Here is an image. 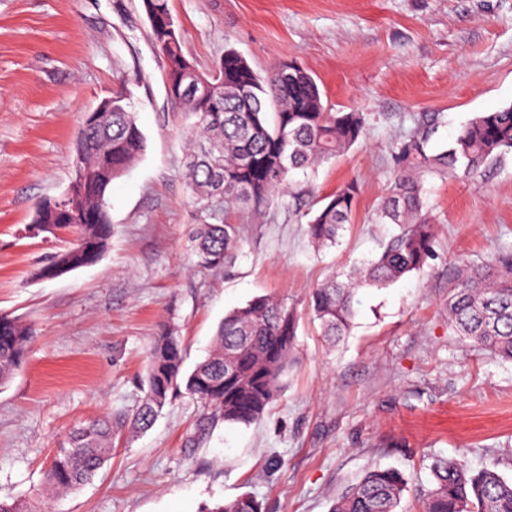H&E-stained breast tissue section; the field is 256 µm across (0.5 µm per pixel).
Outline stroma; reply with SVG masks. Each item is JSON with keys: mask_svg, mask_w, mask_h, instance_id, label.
Returning a JSON list of instances; mask_svg holds the SVG:
<instances>
[{"mask_svg": "<svg viewBox=\"0 0 512 512\" xmlns=\"http://www.w3.org/2000/svg\"><path fill=\"white\" fill-rule=\"evenodd\" d=\"M202 70L234 48L258 72L293 60L334 112L366 117L361 144L268 205L235 209L241 250L205 267L200 214L184 180L185 117L166 92L142 0H0V314L29 325L24 367L0 389V497L38 512H197L249 494L265 512H329L370 468L407 480L421 512L432 458L512 478V361L448 324V288L469 263L512 247V160L485 184H424L434 258L385 288H359L353 323L328 346L310 291L346 277L399 234L378 218L398 175L393 146L437 112L436 143L512 105V0H170ZM127 89L144 154L108 193L114 233L99 262L53 280L36 269L65 239L32 236L44 200L64 197L83 116ZM359 194L339 244L315 251L306 213L349 181ZM295 308L296 362L257 423L230 426L185 395L134 436L148 351L175 326L185 369L204 359L225 313L257 295ZM112 422V457L76 492L46 498L42 473L70 433Z\"/></svg>", "mask_w": 512, "mask_h": 512, "instance_id": "1", "label": "stroma"}]
</instances>
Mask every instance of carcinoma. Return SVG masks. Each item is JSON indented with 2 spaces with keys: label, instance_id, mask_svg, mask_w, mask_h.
I'll return each mask as SVG.
<instances>
[{
  "label": "carcinoma",
  "instance_id": "1",
  "mask_svg": "<svg viewBox=\"0 0 512 512\" xmlns=\"http://www.w3.org/2000/svg\"><path fill=\"white\" fill-rule=\"evenodd\" d=\"M155 45L164 60L165 84L174 89L195 68L184 52L169 0H143ZM211 85L206 100L190 103L180 96L188 124L185 134L194 149L186 177L194 204L207 220L194 225V253L201 263H233L239 233L209 206L216 187L224 190V207H259L293 183L300 172L315 174L358 143L365 118L360 112H330L313 74L284 61L262 76L233 49L224 50L214 70L201 73ZM439 114L425 113L393 149L400 175L389 188L379 219L404 230L376 258L363 262L349 277H332L309 295L308 307L322 335L334 343L350 328L354 297L362 286L382 288L421 270L431 255L433 224L424 212L423 184L432 177H458L482 184L492 170L512 159V105L484 112L460 130L449 147L432 143ZM145 136L130 94L112 95V118L85 130L73 165L85 172V193L76 201L80 218L60 224L39 212L50 233H68L75 242L44 264L61 275L97 263L112 237L108 192L143 153ZM357 184L350 182L323 198L307 221L311 246H336L339 231L351 223ZM448 320L459 335L494 355L512 361V249L490 266H472L448 288ZM298 318L285 303L257 296L224 316L209 354L186 372L183 345L166 325L150 350L143 380L144 397L132 419L147 429L158 413L184 394L199 399L215 417L231 425L260 421L277 400L295 363ZM31 328L0 315V388L22 368ZM112 454V423L98 418L71 434L44 472L48 494L71 492L90 482ZM432 488L423 512H512V479L492 470L473 471L455 459L430 465ZM407 478L393 468L375 467L345 494L330 512H401ZM198 512H263L260 501L244 494L234 500L202 505Z\"/></svg>",
  "mask_w": 512,
  "mask_h": 512
}]
</instances>
